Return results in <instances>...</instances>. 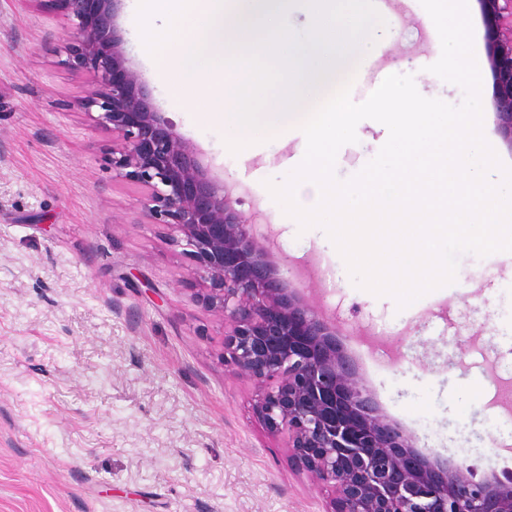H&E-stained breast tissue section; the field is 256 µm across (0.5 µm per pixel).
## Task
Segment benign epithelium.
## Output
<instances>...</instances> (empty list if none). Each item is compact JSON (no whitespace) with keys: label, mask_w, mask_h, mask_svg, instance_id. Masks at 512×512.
<instances>
[{"label":"benign epithelium","mask_w":512,"mask_h":512,"mask_svg":"<svg viewBox=\"0 0 512 512\" xmlns=\"http://www.w3.org/2000/svg\"><path fill=\"white\" fill-rule=\"evenodd\" d=\"M74 28L68 63L94 74L81 108L112 131V171L139 184L144 216L185 242L203 300L224 323L236 373L274 386L255 410L287 434L294 458L335 497L328 512H512V475L477 478L431 456L383 414L328 320L261 244L224 183L149 101L115 24L121 0H54ZM496 81L497 132L512 149V0H479Z\"/></svg>","instance_id":"obj_1"}]
</instances>
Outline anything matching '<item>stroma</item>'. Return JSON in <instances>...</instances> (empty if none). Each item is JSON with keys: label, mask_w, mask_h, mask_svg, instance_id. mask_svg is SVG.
Listing matches in <instances>:
<instances>
[{"label": "stroma", "mask_w": 512, "mask_h": 512, "mask_svg": "<svg viewBox=\"0 0 512 512\" xmlns=\"http://www.w3.org/2000/svg\"><path fill=\"white\" fill-rule=\"evenodd\" d=\"M135 7L124 0L117 25L153 106L242 198L257 237L288 256L382 411L477 474L511 464L512 258L463 254L455 283L402 309L350 273L328 280L343 258L266 187L295 169L298 140L225 153L223 126L200 105L170 106ZM390 10L380 72L461 104L462 88L428 70L441 48L420 0ZM71 42L50 0H0V512H327L332 492L257 416L261 386L225 359L224 326L178 234L145 223L140 188L115 176L112 133L80 106L96 82L68 65ZM380 136L364 120L337 177L372 160Z\"/></svg>", "instance_id": "35a3bbf8"}]
</instances>
